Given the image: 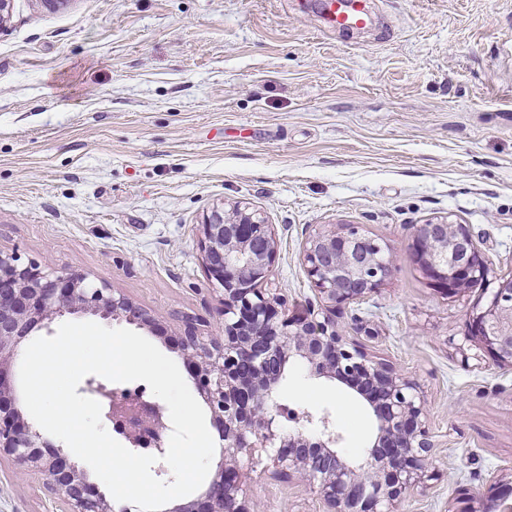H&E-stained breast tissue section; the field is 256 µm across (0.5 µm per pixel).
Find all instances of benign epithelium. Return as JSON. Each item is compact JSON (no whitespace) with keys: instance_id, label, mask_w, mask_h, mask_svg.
<instances>
[{"instance_id":"obj_1","label":"benign epithelium","mask_w":512,"mask_h":512,"mask_svg":"<svg viewBox=\"0 0 512 512\" xmlns=\"http://www.w3.org/2000/svg\"><path fill=\"white\" fill-rule=\"evenodd\" d=\"M413 259L431 285L450 298L476 289L466 314L467 338L499 368H512V274L489 278L488 260L463 224L446 217L415 224ZM207 277L222 291L224 323L203 335L184 317L173 350L207 404L222 441L217 473L199 497L176 500L162 512H258L237 468L239 455L267 453L270 476L298 473L314 489L322 512H398L408 496L439 477L436 443L426 427L419 385L390 362L369 355L336 327V314L360 305L390 279L396 255L385 242L355 227L313 234L303 264L320 305L290 316L287 300L270 288L278 243L256 212L211 210L199 228ZM92 315L154 329L158 316L125 293L79 271H55L0 252V456L21 475L43 476L46 491L65 512H139L116 501L89 474L29 423L5 374L21 343L38 325L65 315ZM338 381L361 396L377 420V434L361 460L337 448L330 412L288 408L279 396L288 368ZM80 393L101 404V415L132 450L165 455L172 427L165 407L146 395L110 387L90 376ZM508 485L489 484L468 497L466 512H489Z\"/></svg>"}]
</instances>
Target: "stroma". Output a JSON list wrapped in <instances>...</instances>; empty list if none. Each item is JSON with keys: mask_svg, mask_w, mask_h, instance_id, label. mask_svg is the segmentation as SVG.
Returning <instances> with one entry per match:
<instances>
[{"mask_svg": "<svg viewBox=\"0 0 512 512\" xmlns=\"http://www.w3.org/2000/svg\"><path fill=\"white\" fill-rule=\"evenodd\" d=\"M373 25L321 30L316 0H13L0 33V251L89 273L161 315L164 355L222 324L197 245L216 205L271 224V285L318 295L308 239L359 226L396 254L387 284L338 319L423 387L441 472L400 512H465L512 480V370L465 333L412 258V227L466 225L492 275L512 272V0H368ZM289 407L332 411L343 454L376 434L346 385L292 368ZM261 512H320L307 481L242 461ZM40 476L0 459V512H62Z\"/></svg>", "mask_w": 512, "mask_h": 512, "instance_id": "1", "label": "stroma"}]
</instances>
